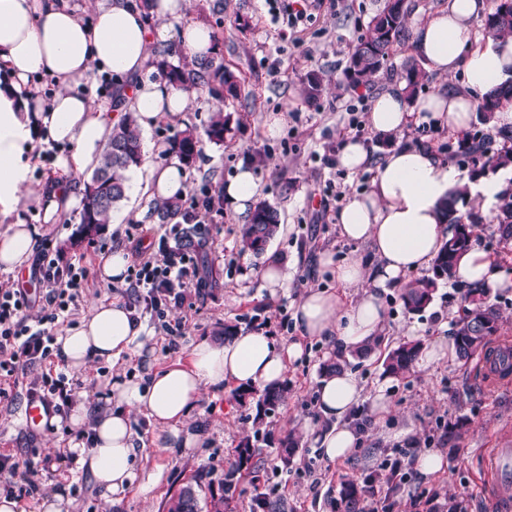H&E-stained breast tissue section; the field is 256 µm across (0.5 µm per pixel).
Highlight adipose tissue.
<instances>
[{"label": "adipose tissue", "instance_id": "adipose-tissue-1", "mask_svg": "<svg viewBox=\"0 0 512 512\" xmlns=\"http://www.w3.org/2000/svg\"><path fill=\"white\" fill-rule=\"evenodd\" d=\"M189 0H158L145 19L139 0H84L89 20L77 15L71 0H0V217L11 219L0 235V269L23 267L35 246L36 230L21 217L36 209L46 224L56 223L78 202L70 184L54 187L33 182L34 140L64 148L56 161L62 173L94 168L102 145L125 111H132L140 128L160 119L178 121L187 112L196 90L163 79L149 80L156 45L175 52L203 56L212 44V31L198 20L183 28L164 25ZM487 9L486 0H448L446 7L419 21L414 50L426 71L443 78L447 89L410 99L405 83L381 93L371 104L368 122L392 145L379 161L362 141L343 143L338 167L356 174L373 170L369 190L350 196L337 216L340 236L368 245L373 262L353 257L332 269L337 283L357 289L354 303L340 295L308 290L298 302L295 321L302 335L335 341L342 352L357 351L383 334L385 310L379 290L402 284L406 274L429 269L443 242L452 235L442 218L443 205L456 188H467L481 208L497 204L512 190L507 177L471 180L432 149L405 142L412 115L449 132L465 131L483 97L512 79V35L486 36L477 43L472 21ZM115 77L119 107L98 102L92 87L97 76ZM54 79L56 89L45 93L33 85L36 77ZM158 146L144 147L142 164L146 189L156 199H169L185 188L179 164H154ZM224 197L238 215L251 216L258 201V184L242 168L224 187ZM456 278L462 284L497 287L502 276L491 258L471 247L459 259ZM144 332L118 301L94 304L81 323L58 336L56 344L67 365L84 369L90 362L117 360L141 346ZM301 343H283L264 330L240 331L221 341L197 345L188 363H173L154 372L148 385L133 381L112 384L115 410L91 415L87 405L71 414L73 423H90L92 447L74 443L70 451L77 468L89 470L102 497L120 505L134 480L138 450L133 442L131 412H145L160 431L169 433L170 447H191L196 435H182L180 423L204 388L231 383L241 388L281 382L290 363L302 358ZM363 388L348 371L324 375L318 389L322 424L309 426L313 441L329 460L354 455L362 434L354 411Z\"/></svg>", "mask_w": 512, "mask_h": 512}]
</instances>
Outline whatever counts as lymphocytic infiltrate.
<instances>
[{
    "instance_id": "lymphocytic-infiltrate-1",
    "label": "lymphocytic infiltrate",
    "mask_w": 512,
    "mask_h": 512,
    "mask_svg": "<svg viewBox=\"0 0 512 512\" xmlns=\"http://www.w3.org/2000/svg\"><path fill=\"white\" fill-rule=\"evenodd\" d=\"M319 0H265L279 32L296 34ZM127 281L141 294L144 310L157 321L165 335L178 338L182 325L168 322L171 306L181 304L184 290L200 285L199 269L183 244L181 225L150 241L146 236H127ZM34 274L45 301L39 315L29 318L27 293L13 284L0 282V377L27 371L47 360L65 313L76 306L88 279L86 267L63 261L53 254L50 242L38 247Z\"/></svg>"
}]
</instances>
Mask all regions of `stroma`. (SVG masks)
Returning a JSON list of instances; mask_svg holds the SVG:
<instances>
[{"label": "stroma", "instance_id": "35a3bbf8", "mask_svg": "<svg viewBox=\"0 0 512 512\" xmlns=\"http://www.w3.org/2000/svg\"><path fill=\"white\" fill-rule=\"evenodd\" d=\"M382 4L383 0H338L336 5H323L300 24L295 43L277 36L262 0H191L187 12L174 18L177 27L198 19L218 24L217 54L238 77L242 91L238 98L223 101L197 94L184 124L159 120L144 133V141L169 143L182 126L204 134L214 112L224 110L231 117L232 131L223 144L204 142L194 168L187 172V191L205 183L221 191L238 167L250 166L261 201L276 206L280 223L290 225L291 230L287 237L273 238L263 255L244 254L238 243L241 220L229 207H222L213 212L210 223L193 227V250L204 286L189 290L186 304L168 314L169 320L184 323V336L170 341L156 332L145 315L141 318L145 328L142 352L124 354L115 363L98 360L80 371L69 369L62 357L54 355L17 382L0 385L7 392L0 398V455L23 458L34 451L50 458L49 469L37 477L40 492L64 485L75 512H110L90 473L77 469L64 453L70 441L89 432L88 425L71 422L75 405L88 399L104 406L113 380L132 379L148 385L154 372L177 361L188 362L197 345L223 338L228 331L263 326L278 340H298L304 347L302 359L288 367L283 380L285 400L267 420V437L255 444L264 464L263 481L284 502L285 512H341L342 478L389 475L386 463L395 459L399 448L442 453L445 466L430 475L413 471L409 481L389 489L388 512H448L449 504L458 501L464 503L466 512H488L481 490L482 457L496 447L499 437L512 439V388L481 386L473 363L449 356L395 377L385 374L381 354L349 357L347 369L364 387V401L356 412L363 424L360 451L346 460L331 461L304 435L305 425L319 420L317 387L322 367L339 353L327 340L301 336L294 319L296 305L309 287L341 293L347 301L355 299L354 289L340 288L320 258L328 252L339 262L368 253L366 246L339 238L336 215L345 200L335 197L329 187L335 183L346 186L348 193H360L369 189L372 174H351L324 164L323 158L336 154L350 138L365 141L373 155L386 150L384 140L369 127L352 126V111L370 107L378 93L402 82L406 69L419 61L413 43H405L390 58L388 71L371 86H348L347 60ZM273 62L278 65L274 73L269 70ZM312 73L323 79V91L313 103L302 93ZM273 112L284 113L286 121L271 136L265 123ZM285 181L291 189L284 196L280 187ZM153 207L143 175L134 171L128 175L126 199L97 237H85L75 210L56 224L41 225L35 215L27 216V223L37 225L40 239L49 240L65 258L81 261L90 271L72 321L87 316L93 303L118 300L126 304L134 299L133 291L112 289L102 278L101 268L114 250L123 248L132 224H143L158 236L168 232V225L158 223ZM473 243L488 252L507 279L505 286L490 291L488 300L500 312L499 335L512 337V248L489 220L478 225ZM273 256L288 261L291 275L288 289L274 296L256 276L257 269ZM464 294L458 282H439L431 305L412 313L403 304L401 289L381 292L386 346L405 343L412 331L423 344L452 341V326L463 314ZM60 371L69 379L71 401L62 406L49 433L33 435L23 424L27 397L38 391L43 374ZM380 389L390 408L381 415L369 411ZM254 414L251 398L240 397L235 386L207 389L185 422L188 431L199 434V444L182 452L165 448L144 413L132 411L139 455L121 512H167L169 500L183 487L222 474L235 462L242 441L253 436ZM290 432L301 441L285 467L277 448L279 439Z\"/></svg>", "mask_w": 512, "mask_h": 512}]
</instances>
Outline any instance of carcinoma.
I'll list each match as a JSON object with an SVG mask.
<instances>
[{"instance_id": "carcinoma-1", "label": "carcinoma", "mask_w": 512, "mask_h": 512, "mask_svg": "<svg viewBox=\"0 0 512 512\" xmlns=\"http://www.w3.org/2000/svg\"><path fill=\"white\" fill-rule=\"evenodd\" d=\"M409 10L406 0H384L382 10L370 22L365 34L355 45L345 68V78L352 88L367 87L384 71L393 47L409 38L407 20ZM484 30L493 35L512 34V0H494V6L484 18ZM172 53L164 49L155 53L152 64L158 72L177 86L185 81L192 82L198 89L209 95L222 98L224 95H238L239 87L232 72L224 67V60L208 58H179L178 63L171 61ZM427 72L418 64L411 65L405 74L409 96H415L425 85ZM512 105V82L497 86L488 94L478 107L479 120L489 123L493 114ZM231 132L230 118L218 112L212 118L206 130L209 141L224 143V134ZM502 143H496L483 133L465 132L458 136V145L463 156L470 159V174L496 173L512 165V132H498ZM171 145L182 164L192 168L202 152V140L191 129L177 133L171 139ZM143 162L142 132L136 118L130 112L112 127V133L104 145L99 165L89 179L84 181L85 199L80 212V224L96 234L107 229L112 223L115 209L126 198L127 173L139 168ZM466 201V190H457L444 205L445 223L455 226L456 233L446 241L434 261L432 275L417 280L402 294L405 307L410 312H420L432 301L437 281H452L459 257L470 248L474 227L484 223V218L473 209L462 210L458 202ZM179 211L178 199H169L155 203L154 215L160 224H167ZM498 232L502 240H512V192L499 199L495 216ZM279 224L278 211L272 205L263 202L253 212L250 222L243 225L241 231V252L261 254L276 235ZM485 321L464 317L456 322L453 333L458 358L468 360L487 348L491 334L484 322L499 324L500 313L493 305H481ZM420 351L418 343H403L389 350L383 359L384 373L404 375L409 372L417 360ZM286 388L283 385L268 386L261 390H252L255 401V427L264 424L266 417L274 412L284 401ZM299 440L289 433L279 441V455L283 464H288L297 452ZM255 448L250 440H245L237 449L235 464L224 472L218 484L208 483L211 512H224V505L241 494L240 475L246 470L252 474V512H281V502L260 490L259 472L252 465ZM367 484L353 479L341 482V501L346 512H358L361 496L366 492ZM168 512H199L198 497L191 486L184 487L168 504Z\"/></svg>"}]
</instances>
